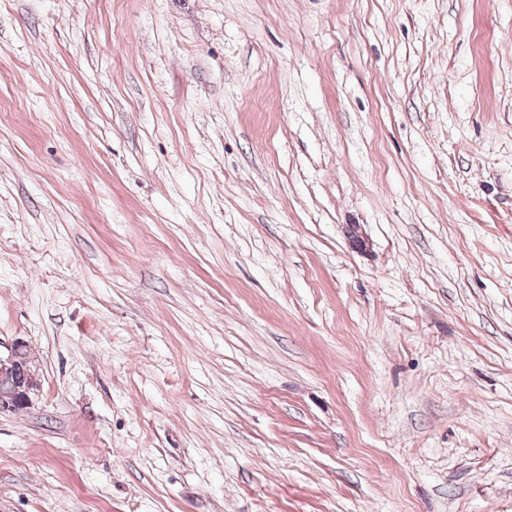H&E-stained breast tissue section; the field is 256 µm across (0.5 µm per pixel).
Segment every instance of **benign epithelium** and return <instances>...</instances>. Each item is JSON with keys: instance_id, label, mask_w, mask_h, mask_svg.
<instances>
[{"instance_id": "benign-epithelium-1", "label": "benign epithelium", "mask_w": 512, "mask_h": 512, "mask_svg": "<svg viewBox=\"0 0 512 512\" xmlns=\"http://www.w3.org/2000/svg\"><path fill=\"white\" fill-rule=\"evenodd\" d=\"M39 391L35 359L24 343L17 342L8 354H0V401L24 409Z\"/></svg>"}]
</instances>
